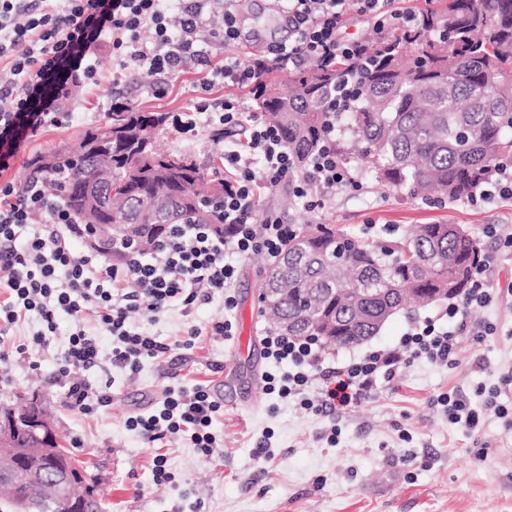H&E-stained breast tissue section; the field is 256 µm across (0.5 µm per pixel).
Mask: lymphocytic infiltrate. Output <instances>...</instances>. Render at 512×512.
<instances>
[{"label": "lymphocytic infiltrate", "instance_id": "f902f5d3", "mask_svg": "<svg viewBox=\"0 0 512 512\" xmlns=\"http://www.w3.org/2000/svg\"><path fill=\"white\" fill-rule=\"evenodd\" d=\"M236 2L224 0L217 18L208 10V0H188L173 24L168 0H0V173L9 170L27 133L62 123L65 114L57 102L68 82L99 83L93 60L97 49L111 47L114 75L144 68L168 77L188 62L208 63L210 38L220 37L227 45L238 41ZM278 2L288 17V42L253 54L244 64L228 59L211 67L203 87L221 82L252 89L274 68L336 59L356 63L364 54L363 44L342 34L350 14L371 18L381 32L408 26L415 18L414 12L395 8V0ZM201 121L217 134L237 127L247 134L245 141L224 149V199L216 210L217 222L224 225L220 235L208 224H174L148 252L131 244L105 246L91 241L88 226L38 184H0V335L32 316L41 325L33 341L46 345L59 316L71 318L75 330L61 356L57 382L72 411L89 415L112 403L110 384L70 377L72 370L99 363L86 321L111 335L115 363L137 370L142 359L162 357L170 347L133 328L132 313L158 314L213 300L232 310L239 260L256 252L276 260L294 234V225L261 213L260 184L273 187L289 180L294 197L313 212L323 208L336 188L356 182L330 147L298 168L279 132L242 98L228 96L219 103L206 98L194 104L189 116L172 117L187 136ZM83 240L89 241L88 250L75 252L73 242ZM490 267L485 261L472 269L465 295L445 310L449 326L431 318L412 323L395 348L368 352L341 367L326 365L313 338L269 334L264 339L267 355L291 361L296 370L282 378L265 374L266 394L295 400L314 413L344 409L369 399L379 383L393 382L415 360L453 362L468 311L499 297ZM437 402L451 425L467 431L477 428L483 410L508 415L492 397L480 408L454 392ZM221 409L207 388L198 385L168 391L160 406L130 417L127 425L152 442L188 437L193 448L208 455L216 446L212 425Z\"/></svg>", "mask_w": 512, "mask_h": 512}]
</instances>
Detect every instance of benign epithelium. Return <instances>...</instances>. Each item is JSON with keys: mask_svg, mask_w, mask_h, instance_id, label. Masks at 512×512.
<instances>
[{"mask_svg": "<svg viewBox=\"0 0 512 512\" xmlns=\"http://www.w3.org/2000/svg\"><path fill=\"white\" fill-rule=\"evenodd\" d=\"M29 433L54 441V447L18 448L16 442ZM81 463L55 441L54 430L35 403L17 407L12 416L0 418V496L16 500L14 477L23 475L35 482L54 484L71 512H86L84 488L78 480Z\"/></svg>", "mask_w": 512, "mask_h": 512, "instance_id": "1", "label": "benign epithelium"}]
</instances>
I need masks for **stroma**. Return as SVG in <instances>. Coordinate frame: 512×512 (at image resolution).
Returning <instances> with one entry per match:
<instances>
[{
    "label": "stroma",
    "mask_w": 512,
    "mask_h": 512,
    "mask_svg": "<svg viewBox=\"0 0 512 512\" xmlns=\"http://www.w3.org/2000/svg\"><path fill=\"white\" fill-rule=\"evenodd\" d=\"M239 43L213 49L215 60L234 56L248 61L250 53L288 38V20L274 0H239ZM102 81L76 88L64 102L69 117L46 125L26 138L11 162L9 179L23 184L26 162L36 152L72 142L98 126L111 102L124 100L152 112L191 110L206 67L195 65L172 74L163 94L152 95L155 76L135 70L120 81L112 79V51L97 52ZM161 149L183 155L207 171H223L222 146L207 127L193 139L171 132L159 140ZM262 211L286 224L318 218L346 230H371L385 236L413 224H458L479 238L492 256V277L502 287L498 301L466 317L469 331L459 339L455 366L420 361L407 367L390 385H380L366 402L342 413H313L294 402L266 395L255 373L288 372V363H275L266 355L264 339L271 328L257 316L258 256L239 263L234 294L239 306L249 307L253 342L248 356H239L235 339L199 336L191 349L176 348L190 327L203 329L223 316L239 321L237 311L225 312L220 302H199L189 311L172 309L158 315L138 312L131 323L172 344L163 360H143L137 372L112 361V339L96 337L100 354L97 367L78 371L80 379L110 382L112 403L90 415H78L63 403L55 385L60 356L72 325L58 320L48 346L33 344L39 324L29 320L0 338V351L27 344L25 358L0 367V401H33L51 416L57 435L84 466V477L105 512H512V426L487 413L473 432L457 428L436 399L461 392L477 401L478 387L501 389L499 404L512 407V249L483 234L485 225L512 226V200L467 206L445 201L426 204L403 192L379 186L362 177L359 190L333 193L319 215H311L295 200L287 183L261 189ZM444 305L411 308L394 315L370 340L350 348H330L336 364L372 349L394 347L411 321L443 314ZM493 323L494 335L476 337L484 323ZM204 384L223 390L224 407L214 422L219 438L212 455L189 448L185 440L156 444L128 428V417L160 404L168 389ZM339 426L336 447L325 433ZM269 444L267 459L257 458L258 442ZM164 454L174 475L172 483L156 485L152 460Z\"/></svg>",
    "instance_id": "stroma-1"
}]
</instances>
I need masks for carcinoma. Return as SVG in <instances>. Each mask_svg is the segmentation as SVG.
<instances>
[{"mask_svg":"<svg viewBox=\"0 0 512 512\" xmlns=\"http://www.w3.org/2000/svg\"><path fill=\"white\" fill-rule=\"evenodd\" d=\"M364 65L342 60L306 66L289 75L288 91L275 80L252 93L304 166L327 136L324 105L340 100L336 154L364 160L381 185L414 199L463 200L512 162V0H438L416 13L413 26L375 32L364 40ZM112 155L97 152L102 129H88L78 146L32 155L30 177L91 224L84 189L112 195V239L143 249L170 224L212 222L206 203L224 182L181 156L154 148L169 116L131 104L112 106ZM101 168L112 182L96 179ZM484 258L479 241L462 227L419 224L382 242L334 224L297 225L280 259L257 288L283 289L279 317L290 336H315L345 347L371 339L409 303L459 297L472 266ZM23 495L40 509L48 487L26 483Z\"/></svg>","mask_w":512,"mask_h":512,"instance_id":"carcinoma-1","label":"carcinoma"}]
</instances>
